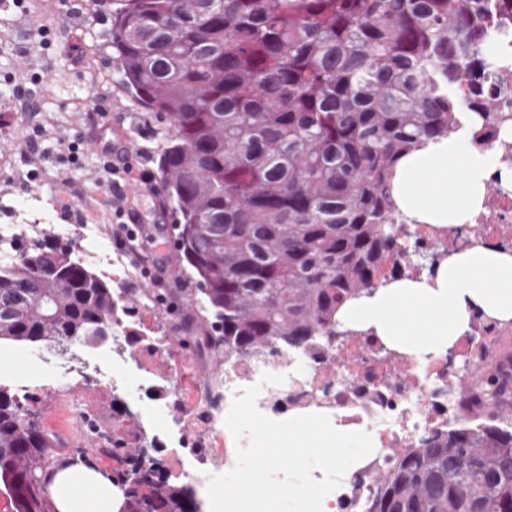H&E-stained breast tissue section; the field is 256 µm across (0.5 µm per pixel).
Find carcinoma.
Returning a JSON list of instances; mask_svg holds the SVG:
<instances>
[{"label": "carcinoma", "instance_id": "1", "mask_svg": "<svg viewBox=\"0 0 512 512\" xmlns=\"http://www.w3.org/2000/svg\"><path fill=\"white\" fill-rule=\"evenodd\" d=\"M512 41V0H117L121 85L153 112L174 203L181 309L243 356L338 335L336 313L422 258L398 251L397 158L476 120L473 141L512 128L492 44ZM467 87L469 94L460 95ZM112 285L59 243L0 263V341L97 343ZM512 420V378L484 377ZM54 440L0 389V486L15 512H50ZM121 512H198L144 449L117 438ZM373 477L370 512H512V430L456 425L398 448Z\"/></svg>", "mask_w": 512, "mask_h": 512}]
</instances>
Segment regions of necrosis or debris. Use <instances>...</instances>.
Segmentation results:
<instances>
[{
  "instance_id": "obj_1",
  "label": "necrosis or debris",
  "mask_w": 512,
  "mask_h": 512,
  "mask_svg": "<svg viewBox=\"0 0 512 512\" xmlns=\"http://www.w3.org/2000/svg\"><path fill=\"white\" fill-rule=\"evenodd\" d=\"M58 210L59 202L49 192L10 199L0 204V239H12L22 226L34 233H52L68 244L78 262L93 265L111 278L117 299L113 324L117 345L111 356L64 361L59 363V371L68 379L91 380L112 390L123 388L132 376L138 377L143 387H154L143 360L166 350V329L179 322V313L162 316L161 328L144 330L136 348L119 347L127 330L123 301L129 259L102 243L99 223L83 213H73L63 224L51 223V214ZM481 240L512 243V183H497L493 199L484 202L471 222L458 226L450 240L422 224L414 226L408 246L429 257L444 247L459 252ZM511 335V323L480 318L451 348L420 359L390 348L372 332L351 328L338 336L317 337L294 351L274 348L258 357L222 350L217 337L211 336L207 348L224 353L223 391L203 389L193 407L169 415V408L180 404V373L171 371L165 399L154 408L151 419L159 431L171 437L195 434L191 477L199 481L209 473L233 469L238 449L250 444L249 436L236 439L228 434L223 436V449L212 446L220 434L219 424L241 389L257 383L266 372L284 376L282 385L266 387L258 396L256 405L261 413L274 420L288 413L324 414L332 424L356 427L374 439L373 452L345 472L340 486L322 502V512H369L375 491L370 476L389 465L392 449L417 448L434 431L491 416L476 387V377L498 366L499 339Z\"/></svg>"
}]
</instances>
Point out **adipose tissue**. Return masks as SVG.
Here are the masks:
<instances>
[{
  "mask_svg": "<svg viewBox=\"0 0 512 512\" xmlns=\"http://www.w3.org/2000/svg\"><path fill=\"white\" fill-rule=\"evenodd\" d=\"M494 174L512 183V169L500 165L495 150L476 146L470 133L461 131L400 157L391 196L407 223L445 230L481 210ZM477 312L512 322L511 247L476 244L443 259L433 277L392 279L343 306L336 318L421 357L451 347ZM47 480L56 512H119L123 502L111 479L82 464L58 465Z\"/></svg>",
  "mask_w": 512,
  "mask_h": 512,
  "instance_id": "obj_1",
  "label": "adipose tissue"
}]
</instances>
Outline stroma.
Here are the masks:
<instances>
[{
    "label": "stroma",
    "instance_id": "1",
    "mask_svg": "<svg viewBox=\"0 0 512 512\" xmlns=\"http://www.w3.org/2000/svg\"><path fill=\"white\" fill-rule=\"evenodd\" d=\"M10 2L7 21H0V39L12 42L13 51L0 56V86L18 73L34 81L51 76L52 86L46 93L32 95V102L38 103L40 109L24 119L41 130V147L36 151L28 143L15 141L10 130L22 119L15 108L0 101V157L14 156L24 170L16 181H0V196L57 193L63 198L59 220H66L78 209L88 217L103 219L107 231L116 224L128 223L129 213H138L145 219L143 230L148 240L141 257L131 260L132 273L125 285L128 298L135 300L142 295L144 272L157 262L164 269L167 287H187L175 248L173 218L159 181L156 151L160 127L146 109L134 104L119 83L118 55L109 43L110 7L99 6L94 0H65L62 10L55 9V0ZM89 20L94 21L98 34L92 53L79 38ZM89 59L112 78V85L96 90L85 85L82 74ZM93 110L108 114V128L98 132L88 123L86 114ZM94 131L101 140L121 148L116 178L123 183L140 184L137 196L119 201L101 189L104 161L85 142L86 135ZM127 139L133 143L128 153L122 149ZM60 140L67 142V149L57 148ZM35 351L31 344H0V376L26 375L28 390L12 392L11 397L30 407L40 425L52 434L54 446L50 453L55 463L79 459L111 472V441H97L88 448L72 445L73 436L82 434L91 422L112 430L127 445L147 448L169 482L183 485V478L174 469L173 455L188 454L195 438L184 436L177 446L167 436L146 429V414L156 405L159 390L141 387L135 377L129 378L126 389L118 392L100 390L90 381L69 382L52 366L37 361Z\"/></svg>",
    "mask_w": 512,
    "mask_h": 512
}]
</instances>
